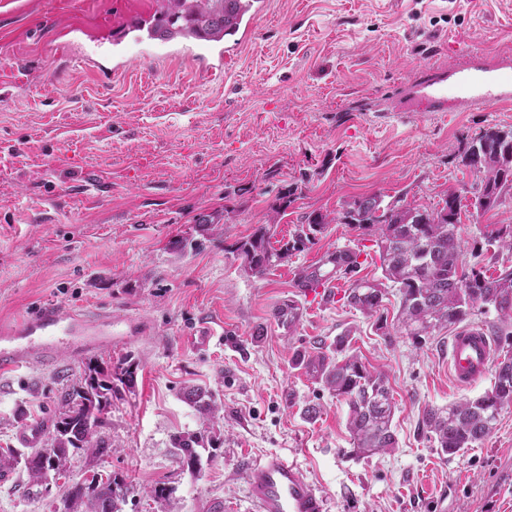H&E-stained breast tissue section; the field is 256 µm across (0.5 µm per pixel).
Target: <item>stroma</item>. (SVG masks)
Listing matches in <instances>:
<instances>
[{"mask_svg": "<svg viewBox=\"0 0 512 512\" xmlns=\"http://www.w3.org/2000/svg\"><path fill=\"white\" fill-rule=\"evenodd\" d=\"M53 2L20 0L18 12L0 15V29L18 33L0 44V73L20 81L0 98V321L47 304L112 315L123 333L95 356L128 357L138 370L112 407L110 452L71 456L67 476L47 486L16 462L0 483V512H50L94 472L133 485L123 512H155L143 490L158 482L171 490L166 512H255L246 464L273 453L300 465L327 512H512V407L450 460L422 430L424 407L491 385H455L453 328L387 339L346 303L307 299L296 331L273 318L298 270L336 249L359 250L360 277L381 278L374 243L341 218L361 197L432 208L457 191L468 264L485 225L512 224L511 197L476 213L475 176L461 161L481 130L512 126V106L393 117L426 70L512 68V0H267L219 84L182 54L135 55L122 74L102 78L65 57L51 32L23 33L28 16ZM285 193L291 203L276 210ZM313 211L333 223L263 277L229 251L263 224L288 239ZM203 217L212 222L204 234ZM179 237L200 246L173 253ZM203 321L224 335L200 350L189 338ZM343 333L389 377L393 453L350 457L346 405L291 364L294 351ZM82 368L63 343L52 365L0 373V448H19L29 425L51 427L59 393ZM194 385L223 406L211 427L222 444L197 476L181 470L171 446L175 434L201 428L183 399ZM308 403L320 407L316 421L301 416Z\"/></svg>", "mask_w": 512, "mask_h": 512, "instance_id": "obj_1", "label": "stroma"}]
</instances>
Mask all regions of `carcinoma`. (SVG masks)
I'll use <instances>...</instances> for the list:
<instances>
[{"label":"carcinoma","instance_id":"obj_1","mask_svg":"<svg viewBox=\"0 0 512 512\" xmlns=\"http://www.w3.org/2000/svg\"><path fill=\"white\" fill-rule=\"evenodd\" d=\"M153 32L161 39L175 35L210 42L221 39L237 25L241 0H158ZM464 162L476 175L471 185L472 205L486 213L503 198L512 195V127H491L467 145ZM345 223L363 237H370L379 249L383 280L358 278L359 252L338 249L318 264L295 275L297 296L282 301L273 311L277 324L290 332L302 318L298 297L308 288H327L333 279L351 280L343 298L349 306L376 318V330L415 340L433 335L451 325H460L477 312L496 313L492 326L496 336L512 337V224H487L483 232L493 248L486 262L465 268L464 241L459 233L461 198L451 192L440 208L411 205L402 198L386 202L373 194L354 201L343 213ZM333 221L328 214L311 212L303 217L301 228L279 247L270 243V231L258 227L235 244L234 253L244 269L255 277L314 243L316 234ZM393 283L399 296L396 322L389 325L380 314L388 294L385 282ZM344 333L329 351L321 347L298 351L291 364L321 384L347 406L346 427L353 448L349 455L360 458L388 454L397 441L392 430L395 403L387 375L369 365L350 348ZM497 362L491 386L474 399L451 404L446 409L426 407L422 425L434 436L437 449L445 458L472 448L488 437L501 411L512 405V352ZM135 362L124 358L113 364L88 362L79 381L61 395V409L48 432L39 455L24 460L30 482L44 484L50 475H59L70 456L107 452L103 435L108 426L112 402L134 387ZM185 399L196 412L203 429L180 432L172 444L180 467L192 475L202 471L203 458H212L220 438L209 425L221 406L213 394L200 387L185 392ZM133 487L122 476L93 473L74 486L61 499L54 512H121Z\"/></svg>","mask_w":512,"mask_h":512}]
</instances>
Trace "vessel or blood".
I'll return each mask as SVG.
<instances>
[{
  "label": "vessel or blood",
  "instance_id": "vessel-or-blood-1",
  "mask_svg": "<svg viewBox=\"0 0 512 512\" xmlns=\"http://www.w3.org/2000/svg\"><path fill=\"white\" fill-rule=\"evenodd\" d=\"M67 18L54 30L55 38L83 32L87 47L80 61L98 75L111 76L122 69L134 50L150 44L153 10L149 0H115L110 11L99 15L96 27L84 32L75 14L77 0H63ZM234 44L203 50L207 74L222 70ZM428 112H446L463 104L512 102V73L497 66H461L451 74L425 76L411 95ZM113 335L112 318L91 313L74 314L55 305L43 306L35 315L0 326V371H14L45 363L64 340L80 341L82 349L97 347ZM493 359V345L477 328H463L448 342V365L458 385L481 379ZM248 486L257 512H325V498L296 462L270 455L246 467Z\"/></svg>",
  "mask_w": 512,
  "mask_h": 512
}]
</instances>
